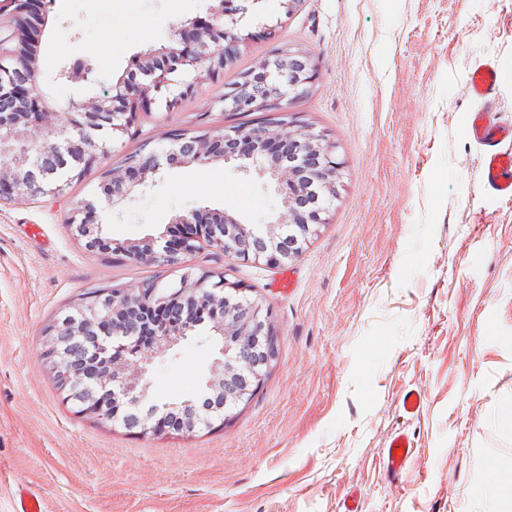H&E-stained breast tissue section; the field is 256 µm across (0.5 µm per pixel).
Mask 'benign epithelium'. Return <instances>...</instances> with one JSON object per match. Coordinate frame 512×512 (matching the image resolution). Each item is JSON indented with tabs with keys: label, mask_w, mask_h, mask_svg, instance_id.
Returning a JSON list of instances; mask_svg holds the SVG:
<instances>
[{
	"label": "benign epithelium",
	"mask_w": 512,
	"mask_h": 512,
	"mask_svg": "<svg viewBox=\"0 0 512 512\" xmlns=\"http://www.w3.org/2000/svg\"><path fill=\"white\" fill-rule=\"evenodd\" d=\"M255 2L219 0L205 19L169 24L164 43L146 53L139 64L143 79L131 77L109 86L87 108L73 100L60 105L44 95L36 62L43 13L34 12L33 0H0V99L25 105L22 112L0 111V202L61 196L67 183L35 174L42 157L63 161L69 179H77L105 156V147L93 131L106 127L112 140L118 141L156 100H165V107L172 110L179 100L196 94L202 78L219 75L231 61L242 42L238 22ZM272 57H300L302 70L276 69L266 59L258 68L242 72L220 98L226 112H272L270 121L256 128L226 126L215 134H174L161 152L136 153L122 170L105 172L106 210L126 201L148 176L164 168L214 160L268 177L282 196V208L263 224L245 223L227 212L192 210L174 215L175 232L162 247L150 239L127 245L125 252L133 261L181 271L179 282L162 287L151 281L134 290L110 288L92 301L77 303L49 326L42 357L52 365L66 401L80 406L94 402L86 413L117 423L111 407H129L139 412V432L157 434L166 431L162 418L178 410L185 420L177 431H193L199 424L197 401L151 404L145 410L141 405L156 359L185 340L199 321H210L211 338L222 340L213 363L220 378L207 380L205 409L220 410L229 419L276 362L279 339L272 310L249 297L230 304V298L245 294L241 283L222 271L198 272L189 264V258L205 248L246 262L291 260L324 223L321 214L327 205L314 204L311 195L319 192L325 201L336 197L340 163L333 144L288 109L290 95L305 92L316 79L311 55L288 45ZM15 72L25 73L27 80L15 81ZM186 74L192 79L176 80ZM60 77L101 83L97 68L87 59L62 68ZM176 84L179 91L174 94L171 87ZM36 129L47 130L53 141H38L32 136ZM96 210L87 203L70 214L67 224L86 250L107 253L112 251V239L87 235L90 225L102 230ZM84 338L95 340L94 360L103 367L93 374L92 385L69 361L71 343Z\"/></svg>",
	"instance_id": "benign-epithelium-1"
}]
</instances>
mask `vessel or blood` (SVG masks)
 Wrapping results in <instances>:
<instances>
[{
	"instance_id": "b4317fda",
	"label": "vessel or blood",
	"mask_w": 512,
	"mask_h": 512,
	"mask_svg": "<svg viewBox=\"0 0 512 512\" xmlns=\"http://www.w3.org/2000/svg\"><path fill=\"white\" fill-rule=\"evenodd\" d=\"M501 73L494 62L479 64L470 74L467 89L478 107L469 112L463 126L465 136L481 147L480 179L483 187L499 197L512 198V128L497 115L495 93ZM411 459L405 436L392 439L386 454L390 474L401 472Z\"/></svg>"
}]
</instances>
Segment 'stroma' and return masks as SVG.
I'll use <instances>...</instances> for the list:
<instances>
[{"label": "stroma", "mask_w": 512, "mask_h": 512, "mask_svg": "<svg viewBox=\"0 0 512 512\" xmlns=\"http://www.w3.org/2000/svg\"><path fill=\"white\" fill-rule=\"evenodd\" d=\"M218 0H45L38 47L44 91L85 102L138 73L168 24L209 15ZM273 39L258 38L263 26ZM244 41L218 80L157 105L136 132L64 194L0 205V512L27 489L42 512H494L489 483H512V198L486 191L481 151L462 134L475 103L467 82L493 61L496 105L512 121V0H303L241 20ZM309 51L318 78L291 111L328 134L339 191L302 253L281 264L206 249L221 270L272 307L279 359L252 399L211 430L134 434L74 412L41 351L44 331L88 292L178 281L122 247L156 238L193 209L259 223L275 185L221 161L163 169L104 215L112 252L85 250L66 224L99 202L103 170L254 116L213 101L278 46ZM91 59L101 85L61 81ZM201 325L156 360L147 404L196 398L218 355ZM421 393L406 413L407 391ZM404 433L413 459L387 473Z\"/></svg>", "instance_id": "1"}]
</instances>
